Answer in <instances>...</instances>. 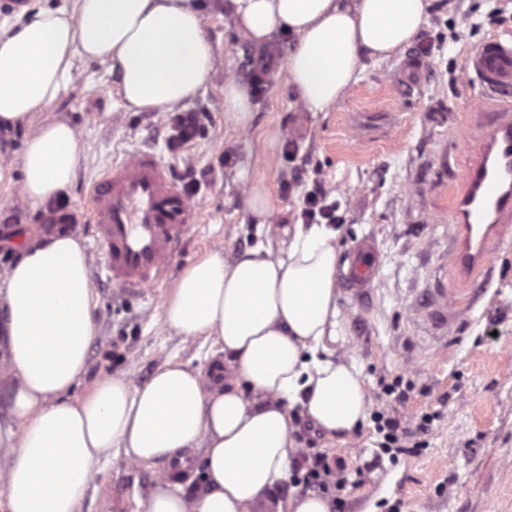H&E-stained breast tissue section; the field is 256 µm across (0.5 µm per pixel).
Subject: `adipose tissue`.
I'll return each instance as SVG.
<instances>
[{"label":"adipose tissue","mask_w":512,"mask_h":512,"mask_svg":"<svg viewBox=\"0 0 512 512\" xmlns=\"http://www.w3.org/2000/svg\"><path fill=\"white\" fill-rule=\"evenodd\" d=\"M240 30L257 42L285 32L289 86L307 111L342 99L366 61L409 45L432 0H233ZM110 62L127 109L179 105L214 64L201 13L190 0H76L42 8L0 33V127L36 123L59 94L75 56ZM21 154L22 188L35 204L67 191L80 161L75 129L36 123ZM326 226L295 225L283 254L220 252L186 266L165 322L182 336L215 338L223 375L170 361L143 384L112 378L71 399L95 335L89 258L69 233L31 241L0 282L6 374L0 379V507L5 512H81L102 462L192 464L204 488L163 477L143 512H330L320 495L275 491L299 458L294 407L326 438L364 422L368 390L355 362L336 359L340 339L338 253Z\"/></svg>","instance_id":"obj_1"}]
</instances>
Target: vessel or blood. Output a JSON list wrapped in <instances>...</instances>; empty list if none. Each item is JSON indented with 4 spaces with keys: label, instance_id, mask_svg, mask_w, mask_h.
Segmentation results:
<instances>
[{
    "label": "vessel or blood",
    "instance_id": "obj_1",
    "mask_svg": "<svg viewBox=\"0 0 512 512\" xmlns=\"http://www.w3.org/2000/svg\"><path fill=\"white\" fill-rule=\"evenodd\" d=\"M463 76H475L483 99L466 136L468 161L448 201L452 248L448 268L454 289L432 297L440 319L461 312L457 289L475 284L497 247L512 242V41L494 38L464 59ZM90 221L105 254L103 270L120 294L139 296L167 281L177 247L198 224V212L152 151H136L113 163L93 185L84 212H45L48 224ZM382 258L373 236L346 252L337 275L351 295H363L380 275Z\"/></svg>",
    "mask_w": 512,
    "mask_h": 512
}]
</instances>
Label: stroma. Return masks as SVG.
<instances>
[{
  "instance_id": "stroma-1",
  "label": "stroma",
  "mask_w": 512,
  "mask_h": 512,
  "mask_svg": "<svg viewBox=\"0 0 512 512\" xmlns=\"http://www.w3.org/2000/svg\"><path fill=\"white\" fill-rule=\"evenodd\" d=\"M212 45L215 65L205 83L184 101L201 111V130L187 149L166 145L165 115L128 111L109 64L76 59L70 78L42 112L74 127L81 156L73 185L64 193L70 209H82L93 183L113 161L152 149L174 179L186 166L205 175L193 203L198 229L172 262L174 275L212 252L233 259L257 247L280 253L285 228L297 224L305 195L322 183L336 204L338 253L365 235L382 253L380 276L361 297L339 293L342 339L336 355L363 370L371 406L384 384H409L392 407L407 426L425 415L428 432L413 436L415 452L389 459L372 420L346 440L314 434L296 416L294 434L303 476L315 455L326 456L347 481L331 512H512V245L501 247L478 284L470 313L448 323L433 321L430 290L446 287L451 237L448 190L466 160L464 131L473 119L479 87L462 79L465 56L490 37L512 38V0H433L414 41L389 59L367 63L342 101L328 111H304L285 81L293 37L274 35L254 43L233 20L231 0H195ZM272 68L254 81L263 49ZM426 67L418 86L396 87L393 74L412 56ZM253 86V120L234 129L224 116V84ZM24 134L0 132V214L14 216L9 245L20 250L40 236L45 205L22 190ZM294 142L295 154L284 149ZM265 182L273 222L258 224L246 199L252 182ZM96 334L88 367L73 397L99 381L125 375L136 382L169 360L198 368L223 358L214 339H184L163 321L174 283L136 298L121 296L102 270L104 254L89 245ZM496 334L488 339L485 327ZM162 464L131 466L110 458L94 480L82 512H140L139 498L156 485Z\"/></svg>"
}]
</instances>
